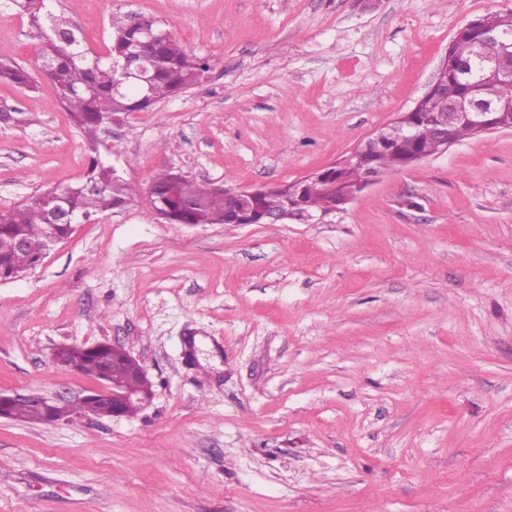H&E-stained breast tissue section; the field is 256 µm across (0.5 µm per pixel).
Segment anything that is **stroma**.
<instances>
[{
    "instance_id": "stroma-1",
    "label": "stroma",
    "mask_w": 512,
    "mask_h": 512,
    "mask_svg": "<svg viewBox=\"0 0 512 512\" xmlns=\"http://www.w3.org/2000/svg\"><path fill=\"white\" fill-rule=\"evenodd\" d=\"M505 0H59L90 51L156 18L217 66L103 134L134 202L0 279V392L77 403L61 345L122 346L150 405L0 417V512H512V129L460 140L312 219L171 224L151 176L284 186L414 108ZM26 15L0 57L34 65ZM54 89L0 80V210L83 180ZM202 350L186 361L185 341ZM463 30H464V27L460 30L456 39L449 46L448 62H447V58H446L440 68L439 77L430 86L428 92L424 95V97L422 99H424V98L428 97L430 94H432L435 91V89L442 83V80L445 77V74L448 72V63L452 64L455 58H464L469 55V53H470L469 37L467 34L463 33Z\"/></svg>"
}]
</instances>
